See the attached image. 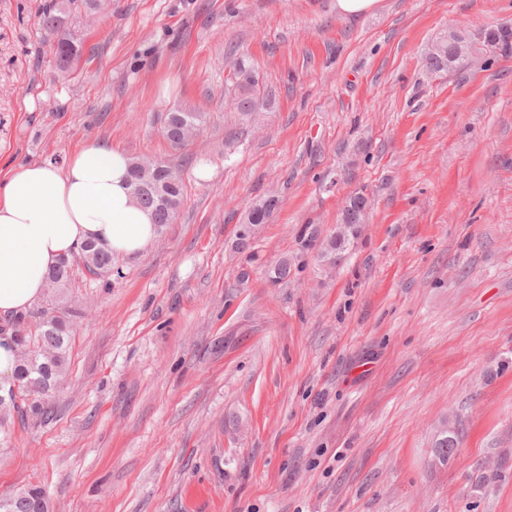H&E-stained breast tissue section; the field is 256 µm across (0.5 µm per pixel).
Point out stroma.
Wrapping results in <instances>:
<instances>
[{
	"mask_svg": "<svg viewBox=\"0 0 512 512\" xmlns=\"http://www.w3.org/2000/svg\"><path fill=\"white\" fill-rule=\"evenodd\" d=\"M45 0H0V175L85 144L175 165V224L82 309L52 416L14 423L0 491L50 512H512V49L426 76L454 30L512 28V0H112L77 17L59 71ZM267 104L228 107L238 60ZM182 106L189 150L162 135ZM364 232L333 276L329 235L355 192ZM279 206L235 253L257 200ZM297 263L287 285L265 268ZM247 281H239L240 272ZM456 415L454 460L432 446ZM492 480L472 491L473 463ZM380 0H336V11L342 16L356 17L372 13ZM205 121L206 115L203 112L180 107L172 108L165 115L163 136L176 149L187 147ZM35 500L41 503V511L39 512L50 510L46 492L39 485L30 484L17 490L1 492L0 512H31L29 506Z\"/></svg>",
	"mask_w": 512,
	"mask_h": 512,
	"instance_id": "stroma-1",
	"label": "stroma"
}]
</instances>
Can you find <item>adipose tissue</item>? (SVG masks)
<instances>
[{"label":"adipose tissue","mask_w":512,"mask_h":512,"mask_svg":"<svg viewBox=\"0 0 512 512\" xmlns=\"http://www.w3.org/2000/svg\"><path fill=\"white\" fill-rule=\"evenodd\" d=\"M130 158L102 142L63 168L34 162L0 178V317L34 308L49 271L89 242L123 258L140 255L160 229L133 197Z\"/></svg>","instance_id":"adipose-tissue-1"}]
</instances>
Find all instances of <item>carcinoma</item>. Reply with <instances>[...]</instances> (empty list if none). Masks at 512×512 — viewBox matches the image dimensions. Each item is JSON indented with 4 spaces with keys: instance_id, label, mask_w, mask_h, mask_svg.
I'll return each mask as SVG.
<instances>
[{
    "instance_id": "cac0c4a2",
    "label": "carcinoma",
    "mask_w": 512,
    "mask_h": 512,
    "mask_svg": "<svg viewBox=\"0 0 512 512\" xmlns=\"http://www.w3.org/2000/svg\"><path fill=\"white\" fill-rule=\"evenodd\" d=\"M98 0H48L39 14V25L44 35L53 40L56 62L61 68L69 67L85 53V44L71 33L70 15L80 9L96 8ZM464 64L462 58L448 57V43L442 44V49L435 53H426L425 67L433 74L449 70ZM233 88L231 104L243 115L256 112L259 109V96L256 79L258 75L248 65L236 67L233 73ZM206 121L203 112L175 107L170 109L164 119L163 136L176 149L191 144ZM131 181L139 186L133 192L135 199L145 208L152 211L155 224L163 229L175 222L178 211L187 193L186 184L181 175L168 163L162 161L159 167L143 169L134 160L130 168ZM277 206V200L266 198L253 205L248 214L247 222L250 227L236 235L235 247L241 251L250 249L251 239L255 228L269 219ZM363 221L360 198L356 197L349 203L348 209L342 213L340 223L357 224ZM302 249L318 248L322 271L330 274L338 269L352 252L351 231L345 229L342 235L329 236L322 242H317L313 233H302L299 236ZM83 266L86 271L96 275L105 286L112 284V277L120 278L122 270H116L115 275L108 274L114 267L112 254L101 247L86 244L80 252L62 258L50 271L49 279L63 283L75 281V268ZM291 274V262L283 258L266 269V275L272 285L288 283ZM68 288H54L50 291L48 307L37 311L30 310L20 313L10 319L7 325L0 326V332L10 330L18 347H33L30 356L20 359V365L15 373L17 380L25 391L21 392L23 399L16 400L12 391L7 396H0V443L7 442L14 420L25 424L42 421L52 414V408L46 402L37 405L27 404L29 395L38 397L48 396V385L66 376L71 348V333L73 318L78 312L69 303ZM462 439V429L448 435L443 434L435 441V448L443 460H448ZM41 503V512H49L50 505L45 490L35 484L0 493V512H29L30 503Z\"/></svg>"
}]
</instances>
